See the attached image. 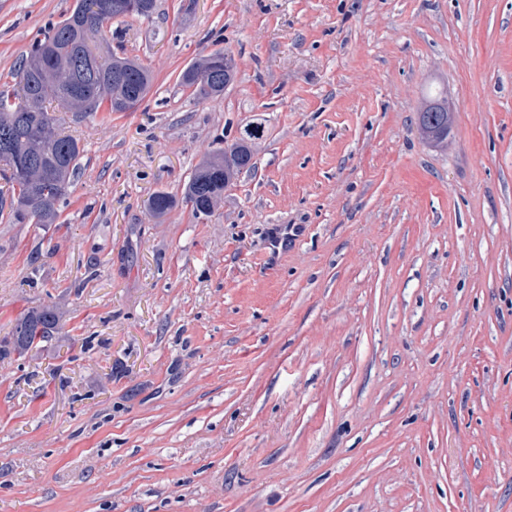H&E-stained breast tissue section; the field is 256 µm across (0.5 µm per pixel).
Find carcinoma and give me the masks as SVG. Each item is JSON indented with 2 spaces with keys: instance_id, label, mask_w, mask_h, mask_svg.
<instances>
[{
  "instance_id": "1",
  "label": "carcinoma",
  "mask_w": 512,
  "mask_h": 512,
  "mask_svg": "<svg viewBox=\"0 0 512 512\" xmlns=\"http://www.w3.org/2000/svg\"><path fill=\"white\" fill-rule=\"evenodd\" d=\"M115 0H76L63 21L33 41L14 83L0 86V177L11 184L9 220L16 224H54L60 203L78 171L77 139L58 130V119L46 102L54 99L80 112H127L148 94L150 70L135 58L94 54L90 43L119 10ZM237 76L232 55L219 49L187 68L181 84L200 100H214ZM457 112L448 93L425 95L417 109V130L433 147L448 146ZM261 123L246 125L236 140L206 158L190 176L182 201L196 218H208L217 201L244 169L253 167L252 146L263 136ZM174 206L167 192L154 194L149 209L156 217ZM64 310L57 303L33 308L18 318L0 361L26 357L30 351L59 346L65 333Z\"/></svg>"
}]
</instances>
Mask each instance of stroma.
<instances>
[{
    "instance_id": "obj_1",
    "label": "stroma",
    "mask_w": 512,
    "mask_h": 512,
    "mask_svg": "<svg viewBox=\"0 0 512 512\" xmlns=\"http://www.w3.org/2000/svg\"><path fill=\"white\" fill-rule=\"evenodd\" d=\"M74 3L0 0V79ZM97 42L153 82L63 112L56 224L0 218V340L66 310L0 369V512H512V0H157ZM218 48L237 78L197 100ZM255 120L195 218L189 176ZM221 57H224V67L222 66V71L217 73L215 61ZM220 74L222 76L217 77ZM236 76L237 69L232 55L224 49H219L187 68L181 75V84L187 88H194L193 94L199 100H214L224 95V89L235 81ZM455 112L456 103L448 98V90L423 96L417 109V130L421 139L433 147H447ZM263 132L261 122L247 124L232 144L206 158L190 176L182 201L190 205L196 218L210 217L224 189L243 169L253 167L252 146ZM64 310L57 303L32 308L18 318L7 345H0V361L25 358L33 349L61 346L65 333Z\"/></svg>"
}]
</instances>
